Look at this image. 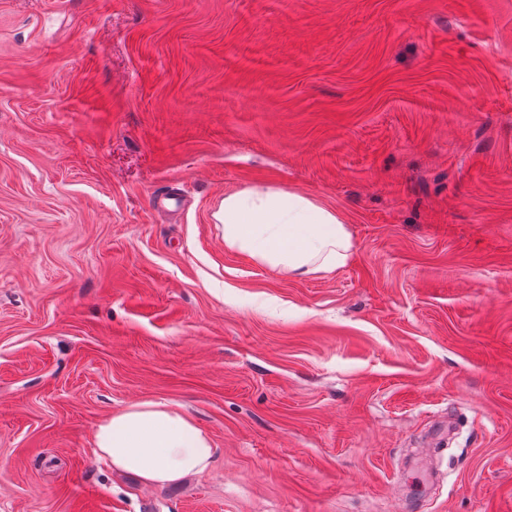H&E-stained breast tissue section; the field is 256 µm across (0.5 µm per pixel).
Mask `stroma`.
I'll return each mask as SVG.
<instances>
[{
    "label": "stroma",
    "mask_w": 512,
    "mask_h": 512,
    "mask_svg": "<svg viewBox=\"0 0 512 512\" xmlns=\"http://www.w3.org/2000/svg\"><path fill=\"white\" fill-rule=\"evenodd\" d=\"M254 184L348 264L226 250ZM140 400L208 471H111ZM0 512H512V0H0ZM214 219L224 247L288 277H316L343 268L352 255L347 224L313 196L266 185L224 194ZM93 446L113 470L150 485L176 484L204 473L215 450L211 436L184 409L155 400L130 403L105 417Z\"/></svg>",
    "instance_id": "35a3bbf8"
}]
</instances>
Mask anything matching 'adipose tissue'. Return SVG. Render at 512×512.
Wrapping results in <instances>:
<instances>
[{
	"label": "adipose tissue",
	"mask_w": 512,
	"mask_h": 512,
	"mask_svg": "<svg viewBox=\"0 0 512 512\" xmlns=\"http://www.w3.org/2000/svg\"><path fill=\"white\" fill-rule=\"evenodd\" d=\"M213 217L226 248L288 277L335 273L352 255L343 219L302 192L266 185L229 192ZM93 446L113 470L150 485L204 473L214 457L211 436L169 401H137L108 415L96 427Z\"/></svg>",
	"instance_id": "adipose-tissue-1"
}]
</instances>
